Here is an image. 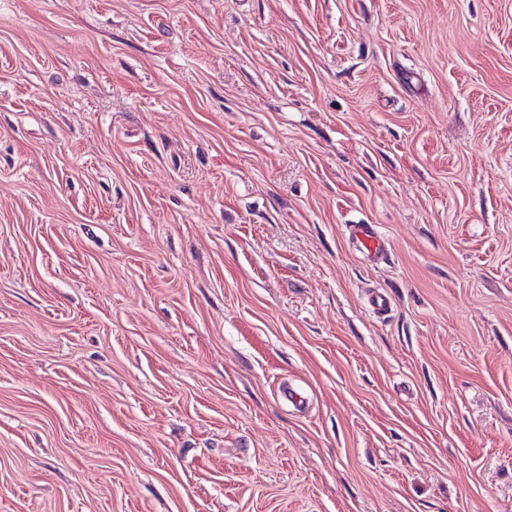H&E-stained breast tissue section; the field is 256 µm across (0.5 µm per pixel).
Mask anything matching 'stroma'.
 <instances>
[{"instance_id": "35a3bbf8", "label": "stroma", "mask_w": 512, "mask_h": 512, "mask_svg": "<svg viewBox=\"0 0 512 512\" xmlns=\"http://www.w3.org/2000/svg\"><path fill=\"white\" fill-rule=\"evenodd\" d=\"M0 512H512V0H0ZM348 241L366 260L378 263L386 255L385 241L374 224H349Z\"/></svg>"}]
</instances>
